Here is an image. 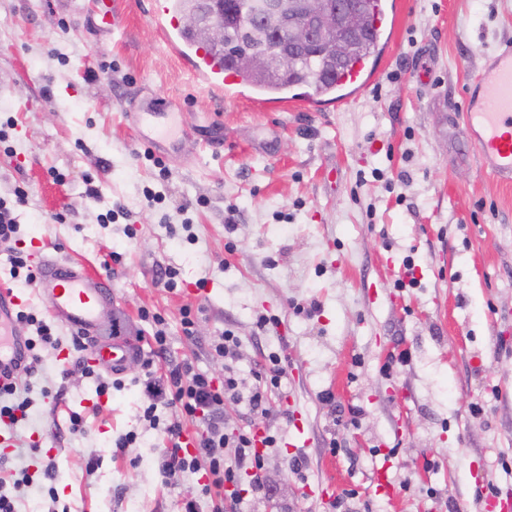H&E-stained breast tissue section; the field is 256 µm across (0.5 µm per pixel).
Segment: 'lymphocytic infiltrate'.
<instances>
[{
	"instance_id": "1",
	"label": "lymphocytic infiltrate",
	"mask_w": 512,
	"mask_h": 512,
	"mask_svg": "<svg viewBox=\"0 0 512 512\" xmlns=\"http://www.w3.org/2000/svg\"><path fill=\"white\" fill-rule=\"evenodd\" d=\"M29 191L19 185L11 197H0V248L7 253L9 275L12 280L32 286L35 282L30 255L18 246L20 226L16 212L27 205ZM15 325L25 327L28 334L25 346L28 363L24 368L25 381L0 388V424L16 427L28 418L34 405L30 396L28 376L34 375L42 358L40 349L51 348L60 351L61 341L55 332L51 319L44 313L28 307L18 309L14 315ZM145 392L151 402L143 410V418L150 426H157V400H166L176 411L177 419L166 426L165 432L170 445L158 459L156 476L161 483H177L186 474L206 469L210 484L215 486L236 485L241 471L261 470L263 457L260 447H274L275 435L257 436L254 429L240 428L225 432L219 416L225 402L241 398L239 380L235 375H225L222 383H214L207 374L198 372L191 363L185 362L171 369L163 377L147 380ZM206 419V430L199 436L195 449L184 448L182 444V419Z\"/></svg>"
}]
</instances>
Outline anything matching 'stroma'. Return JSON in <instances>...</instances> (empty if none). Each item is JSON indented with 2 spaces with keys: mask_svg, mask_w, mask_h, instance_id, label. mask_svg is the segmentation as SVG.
<instances>
[{
  "mask_svg": "<svg viewBox=\"0 0 512 512\" xmlns=\"http://www.w3.org/2000/svg\"><path fill=\"white\" fill-rule=\"evenodd\" d=\"M128 2L109 34L92 0H0V117L15 122L0 196L30 189L20 246L36 238L111 271L101 336L117 327L143 349L123 374L100 365L93 379L60 378L43 352L17 430L41 448H10L0 466H27L39 484L54 462L69 512H181L188 497L211 512L198 475L155 476L174 412L161 404L159 427L141 421L144 363L162 374L188 360L217 381L230 368L248 391L275 353L285 374L264 424L279 442L262 471L241 474L239 512H334L339 497L343 512H512V186L481 168L461 97L512 41V0H393L376 78L316 112L191 84L149 0ZM156 102L177 120L151 148L135 114ZM168 267L172 292L158 282ZM188 304L202 309L191 338ZM143 308L165 319L164 355L150 353ZM226 329L239 339L230 362L210 350ZM73 412L88 435L67 432Z\"/></svg>",
  "mask_w": 512,
  "mask_h": 512,
  "instance_id": "stroma-1",
  "label": "stroma"
}]
</instances>
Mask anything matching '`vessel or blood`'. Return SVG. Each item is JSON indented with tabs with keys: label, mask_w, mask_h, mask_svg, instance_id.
Here are the masks:
<instances>
[{
	"label": "vessel or blood",
	"mask_w": 512,
	"mask_h": 512,
	"mask_svg": "<svg viewBox=\"0 0 512 512\" xmlns=\"http://www.w3.org/2000/svg\"><path fill=\"white\" fill-rule=\"evenodd\" d=\"M121 0H97V20L102 28L120 30ZM150 11L166 33L168 44L185 54L194 78L210 87L237 95L240 78L224 73L202 50L183 37L170 0H152ZM464 125L467 137L478 149L482 166L499 182L512 183V46H506L483 71L478 87L465 90ZM36 289L53 301V317L86 339L90 360L105 363L112 374H122L126 363L137 356L135 347L98 335L112 298L107 277L86 266L42 257L36 271ZM29 301L27 295L10 288L0 290V385L16 376V368L27 361L23 342L11 331L16 310Z\"/></svg>",
	"instance_id": "1"
}]
</instances>
